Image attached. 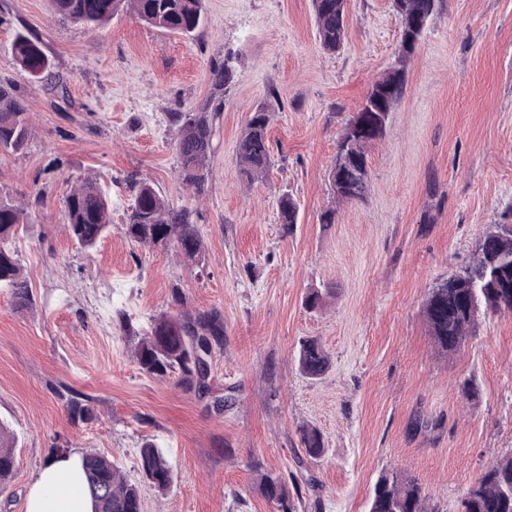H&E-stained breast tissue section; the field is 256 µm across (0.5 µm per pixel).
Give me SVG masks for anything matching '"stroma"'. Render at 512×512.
<instances>
[{"instance_id":"obj_1","label":"stroma","mask_w":512,"mask_h":512,"mask_svg":"<svg viewBox=\"0 0 512 512\" xmlns=\"http://www.w3.org/2000/svg\"><path fill=\"white\" fill-rule=\"evenodd\" d=\"M203 12L201 29L182 36L126 12L91 30L55 15L50 0H0V80L25 100L34 130L25 152H0V198L39 200L16 239L31 308L16 309L0 288V430L16 456L7 512H26L36 471L70 452L112 458L139 486L142 512H273L259 490L270 472L297 475L298 512H367L388 471L415 480L438 512H460L487 465L512 454V313L480 315L448 354L423 304L512 216V0H442L386 136L369 149V190L340 204L329 169L345 124L395 64L392 0H347L334 53L319 47L311 0H203ZM19 33L41 40L59 88L15 64ZM228 54L235 78L196 199L179 185L168 115L203 102ZM273 99L271 168L248 184L240 136ZM132 174L198 210L202 263L125 236ZM84 177L111 201L112 228L89 249L64 218ZM285 193L299 206L289 233L278 216ZM332 206L336 222L323 227ZM175 285L191 311L224 316L203 397L177 374L143 373L135 338L116 323L122 310L146 329ZM312 288L332 291L317 312L303 304ZM305 338L330 358L316 380L298 366ZM69 389L89 400L92 421L71 422ZM229 391L233 404L216 412ZM305 427L322 432L324 453L300 469ZM147 442L168 451L167 492L138 467Z\"/></svg>"}]
</instances>
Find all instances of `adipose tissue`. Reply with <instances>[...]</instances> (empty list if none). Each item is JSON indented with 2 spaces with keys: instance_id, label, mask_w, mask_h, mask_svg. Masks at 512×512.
Listing matches in <instances>:
<instances>
[{
  "instance_id": "1",
  "label": "adipose tissue",
  "mask_w": 512,
  "mask_h": 512,
  "mask_svg": "<svg viewBox=\"0 0 512 512\" xmlns=\"http://www.w3.org/2000/svg\"><path fill=\"white\" fill-rule=\"evenodd\" d=\"M93 505L79 455L42 465L27 495L26 512H92Z\"/></svg>"
}]
</instances>
